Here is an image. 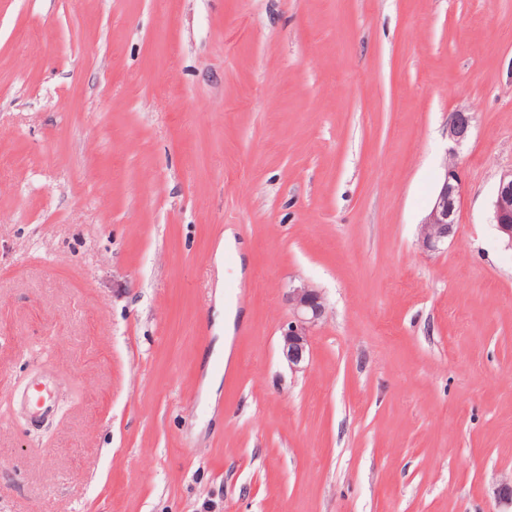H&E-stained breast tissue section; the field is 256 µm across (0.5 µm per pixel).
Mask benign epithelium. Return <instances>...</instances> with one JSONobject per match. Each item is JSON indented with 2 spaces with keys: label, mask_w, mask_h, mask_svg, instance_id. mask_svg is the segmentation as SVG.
Masks as SVG:
<instances>
[{
  "label": "benign epithelium",
  "mask_w": 512,
  "mask_h": 512,
  "mask_svg": "<svg viewBox=\"0 0 512 512\" xmlns=\"http://www.w3.org/2000/svg\"><path fill=\"white\" fill-rule=\"evenodd\" d=\"M470 117L457 111L448 123V138L457 144L469 136ZM462 180L455 160L443 164L440 187L420 223V243L424 250L437 252L455 233L456 215L461 202ZM492 224L512 248V170L500 177L492 203ZM292 316L282 329L280 347L289 366L298 370L310 358V336L326 312L321 293L305 284L291 286L287 293Z\"/></svg>",
  "instance_id": "7a95c632"
}]
</instances>
